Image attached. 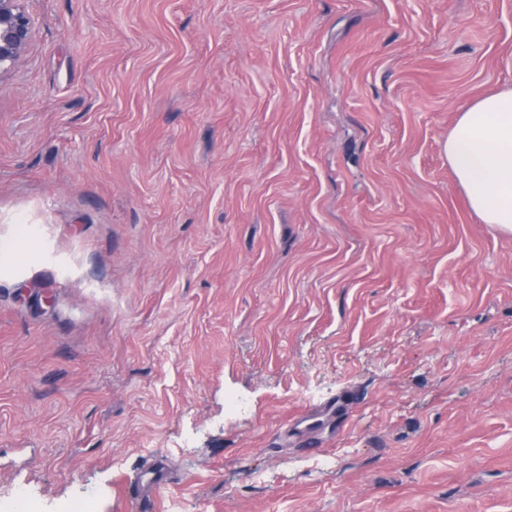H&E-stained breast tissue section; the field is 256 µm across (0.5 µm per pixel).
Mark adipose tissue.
Instances as JSON below:
<instances>
[{
  "instance_id": "obj_1",
  "label": "adipose tissue",
  "mask_w": 512,
  "mask_h": 512,
  "mask_svg": "<svg viewBox=\"0 0 512 512\" xmlns=\"http://www.w3.org/2000/svg\"><path fill=\"white\" fill-rule=\"evenodd\" d=\"M444 152L471 210L483 223L512 232V89L462 112Z\"/></svg>"
}]
</instances>
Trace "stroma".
I'll return each instance as SVG.
<instances>
[{"instance_id":"35a3bbf8","label":"stroma","mask_w":512,"mask_h":512,"mask_svg":"<svg viewBox=\"0 0 512 512\" xmlns=\"http://www.w3.org/2000/svg\"><path fill=\"white\" fill-rule=\"evenodd\" d=\"M0 512H512V233L443 151L512 0H24ZM167 486V478L162 468L157 467L143 475L141 487L134 489L130 497L137 503L139 512H155V498Z\"/></svg>"}]
</instances>
